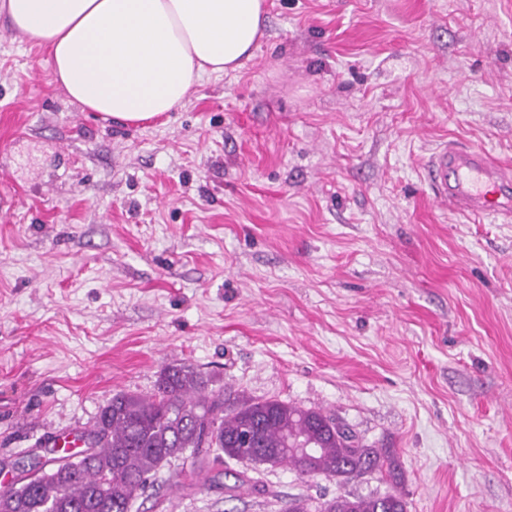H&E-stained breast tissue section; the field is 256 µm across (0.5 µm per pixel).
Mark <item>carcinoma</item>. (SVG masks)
I'll use <instances>...</instances> for the list:
<instances>
[{
  "mask_svg": "<svg viewBox=\"0 0 512 512\" xmlns=\"http://www.w3.org/2000/svg\"><path fill=\"white\" fill-rule=\"evenodd\" d=\"M303 437L317 448L304 465L285 440ZM215 453L214 461L287 465L301 475L349 480L398 464L387 448H369L320 410L279 400L224 406V394L190 366L168 364L151 396L120 392L100 409L86 449L40 465L38 472L0 490V512H132L157 473L186 452ZM287 512H406L403 499L338 495L314 506L288 501Z\"/></svg>",
  "mask_w": 512,
  "mask_h": 512,
  "instance_id": "cac0c4a2",
  "label": "carcinoma"
}]
</instances>
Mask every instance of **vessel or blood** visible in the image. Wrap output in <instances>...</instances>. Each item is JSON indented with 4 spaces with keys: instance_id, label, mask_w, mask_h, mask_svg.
Segmentation results:
<instances>
[{
    "instance_id": "vessel-or-blood-1",
    "label": "vessel or blood",
    "mask_w": 512,
    "mask_h": 512,
    "mask_svg": "<svg viewBox=\"0 0 512 512\" xmlns=\"http://www.w3.org/2000/svg\"><path fill=\"white\" fill-rule=\"evenodd\" d=\"M428 180L435 197L450 210L474 217L512 221V167L476 148H441Z\"/></svg>"
}]
</instances>
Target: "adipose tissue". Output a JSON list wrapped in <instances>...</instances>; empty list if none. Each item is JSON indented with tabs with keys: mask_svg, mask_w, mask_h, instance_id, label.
<instances>
[{
	"mask_svg": "<svg viewBox=\"0 0 512 512\" xmlns=\"http://www.w3.org/2000/svg\"><path fill=\"white\" fill-rule=\"evenodd\" d=\"M47 48L56 81L102 119L147 125L203 78L238 70L264 35L265 0H0Z\"/></svg>",
	"mask_w": 512,
	"mask_h": 512,
	"instance_id": "obj_1",
	"label": "adipose tissue"
}]
</instances>
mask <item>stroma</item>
<instances>
[{
  "mask_svg": "<svg viewBox=\"0 0 512 512\" xmlns=\"http://www.w3.org/2000/svg\"><path fill=\"white\" fill-rule=\"evenodd\" d=\"M446 145L512 165V0H268L253 58L149 127L0 18V485L181 363L335 415L400 482L187 457L137 512H512V223L435 200ZM314 507V510L312 508ZM287 512H406L403 499L393 493L384 496L351 497L338 495L313 506L308 499L295 498L288 501Z\"/></svg>",
  "mask_w": 512,
  "mask_h": 512,
  "instance_id": "35a3bbf8",
  "label": "stroma"
}]
</instances>
